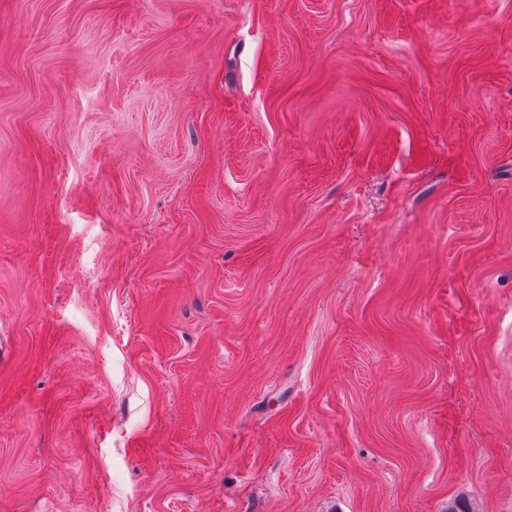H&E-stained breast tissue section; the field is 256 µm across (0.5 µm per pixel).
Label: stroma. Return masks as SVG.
Listing matches in <instances>:
<instances>
[{
	"mask_svg": "<svg viewBox=\"0 0 512 512\" xmlns=\"http://www.w3.org/2000/svg\"><path fill=\"white\" fill-rule=\"evenodd\" d=\"M0 512H512V0H0Z\"/></svg>",
	"mask_w": 512,
	"mask_h": 512,
	"instance_id": "obj_1",
	"label": "stroma"
}]
</instances>
